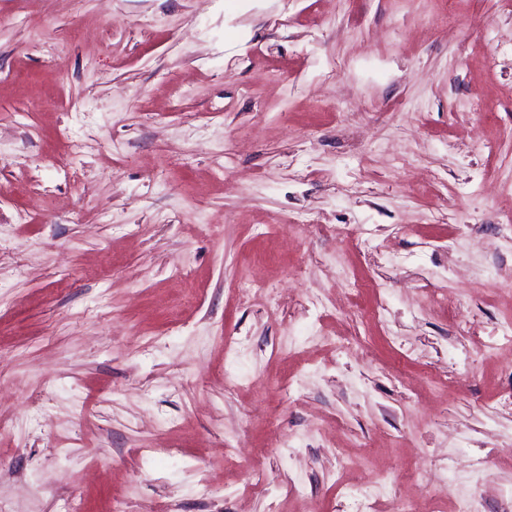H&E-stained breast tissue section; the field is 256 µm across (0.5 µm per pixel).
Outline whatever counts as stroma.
I'll use <instances>...</instances> for the list:
<instances>
[{
  "label": "stroma",
  "mask_w": 512,
  "mask_h": 512,
  "mask_svg": "<svg viewBox=\"0 0 512 512\" xmlns=\"http://www.w3.org/2000/svg\"><path fill=\"white\" fill-rule=\"evenodd\" d=\"M511 181L512 0H0V512H512Z\"/></svg>",
  "instance_id": "obj_1"
}]
</instances>
